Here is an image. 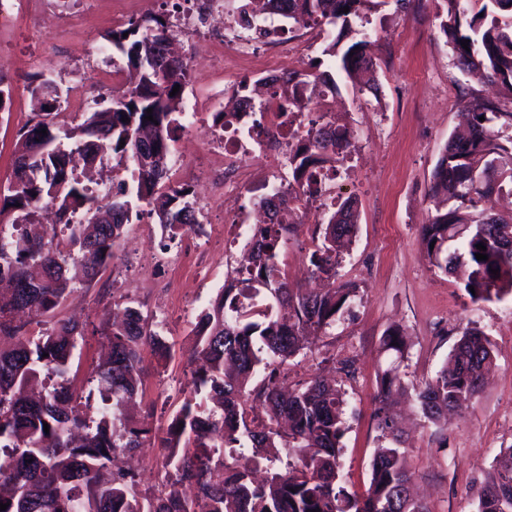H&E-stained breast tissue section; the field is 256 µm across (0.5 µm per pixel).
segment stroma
<instances>
[{
  "mask_svg": "<svg viewBox=\"0 0 512 512\" xmlns=\"http://www.w3.org/2000/svg\"><path fill=\"white\" fill-rule=\"evenodd\" d=\"M369 19L366 30L377 42L373 56L382 95L360 94L355 82L339 79L336 117L353 130V147L348 173L328 183L330 196L357 202L356 238L336 280L356 284L358 295L326 336L282 369L292 385L324 375L341 386L347 400L341 473L348 489L361 493L378 446L372 412L384 363L383 332L396 325L404 329L409 355L401 373L406 384L416 386L436 376L465 328H479L495 353L490 378L462 415L450 417L444 427L414 426L406 453L426 512H477L495 458L512 447V296L471 302L452 277L429 265L419 234L434 212L428 196L432 171L461 121L460 74L439 32L433 0L407 12L389 6ZM119 27L110 8H99L97 0H14L10 16L0 20V76L13 89L9 109L0 111V188L13 177L19 132L34 115L31 82L53 80L66 99L77 85L87 98L111 99L112 55L104 45L106 34ZM181 51L190 75L184 96L195 100L198 119L195 130L182 128L175 134L172 150L183 156L184 165L171 167L168 183L188 186L196 201L208 190L207 171L198 157L216 127L211 94L229 81L213 63L212 46L200 36L183 37ZM201 221L212 227L211 260L194 283H187L174 266L179 241L143 240L137 225L128 224L107 270L91 280L77 278L75 298L59 310L60 318L76 319L84 329L71 373L78 398L97 387L94 369L113 313L132 306L148 324L163 323L170 355L158 360L150 345H142V391L130 412L132 425L156 438L194 389L195 318L236 276L222 247L223 225L207 213ZM134 248L162 260L159 279L145 281L142 271L130 266ZM345 359L353 360L354 377L340 372ZM168 454L157 442L135 451L139 493L161 490Z\"/></svg>",
  "mask_w": 512,
  "mask_h": 512,
  "instance_id": "35a3bbf8",
  "label": "stroma"
}]
</instances>
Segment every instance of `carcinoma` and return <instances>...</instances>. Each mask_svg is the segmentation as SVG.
Here are the masks:
<instances>
[{"label":"carcinoma","instance_id":"cac0c4a2","mask_svg":"<svg viewBox=\"0 0 512 512\" xmlns=\"http://www.w3.org/2000/svg\"><path fill=\"white\" fill-rule=\"evenodd\" d=\"M387 0H264L265 10L288 21L274 33L300 29L339 28L323 50L347 76L375 70L367 34L343 48L352 25L368 22L372 9ZM445 15L440 32L452 49L462 80L459 96L471 116L468 134L452 137L431 177L435 214L422 225L429 264L451 275L474 303L512 295V215L493 213L484 203L493 195L512 193V0H438ZM349 12H343V7ZM166 24L131 22L114 30L108 42L123 57L126 87L113 92L106 105L94 102L77 130L60 131L51 116L61 104L44 81L32 91L43 98L41 119L19 134L13 180L0 199V215L18 211L10 224L0 221V314L22 310L34 319L50 317L78 288L65 275L69 262L88 277L99 275L113 259L124 225L130 223L128 188L119 184L112 201L98 197L75 177L76 159L94 162L110 151L137 169L135 197L150 202L166 178L171 142L182 113L183 88L189 72L183 61L162 51ZM468 41L469 49L461 42ZM336 82L311 66L288 78V95L276 98L283 122L303 112L305 87ZM496 84L503 95L480 96L475 86ZM176 95H170L175 85ZM235 96L250 112H266V103L251 102L248 82ZM152 109L153 120L145 119ZM319 113L308 122L306 137L288 145V168L302 196L321 192L325 164L344 162L351 146L349 127ZM484 120H479V117ZM128 121H122V118ZM46 130L34 140L31 134ZM186 187L170 189L167 205L156 212L158 223L171 229L190 225L195 210L185 201ZM20 207H15V204ZM56 209L58 223L68 227L63 250L28 230L26 222L45 205ZM78 212L89 223L74 224ZM357 205L346 199L338 209L323 211L311 252L310 273L327 287L313 292L294 288L281 267L280 255L294 224H270L254 247V266L232 288H224L202 311L194 326L199 346L194 391L168 424L167 465L174 478L159 496L139 497L133 477L121 471L107 481L100 472L116 455L144 446L148 431L130 426L124 406L141 385L140 346L152 344L157 356H169L160 335L148 329L141 312L125 309L122 322L104 333L107 352L97 365L101 388L92 416L76 413L69 372L82 329L58 320L35 340L21 327L0 326V512H424L409 489L406 438L391 412L389 400L408 391L396 363L408 353L403 329L388 328L381 350L390 359L377 378L373 420L380 445L371 465L365 493H351L340 474V441L345 431L344 392L313 378L295 389L284 386L272 365L298 355L336 324L357 297L352 283L336 285V266L354 242ZM488 259L479 261L477 244ZM499 270L494 275L491 270ZM493 348L478 329L462 333L436 377L413 388L422 417L439 426L448 414H460L480 392L493 363ZM266 374L250 382L258 367ZM49 425L44 432L43 424ZM285 469L276 467L281 456ZM195 487L187 498L181 486ZM478 512H512V448L496 461L479 497Z\"/></svg>","mask_w":512,"mask_h":512}]
</instances>
